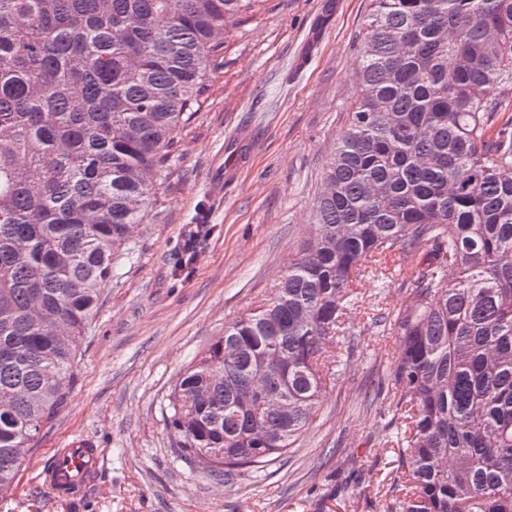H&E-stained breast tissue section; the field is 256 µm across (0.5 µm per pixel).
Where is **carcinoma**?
Here are the masks:
<instances>
[{
	"mask_svg": "<svg viewBox=\"0 0 512 512\" xmlns=\"http://www.w3.org/2000/svg\"><path fill=\"white\" fill-rule=\"evenodd\" d=\"M251 0H0V494L62 411L100 286ZM360 98L270 291L174 384L177 457L282 460L344 375L368 272L409 267L385 512H512V0H370ZM286 409L239 406L256 389Z\"/></svg>",
	"mask_w": 512,
	"mask_h": 512,
	"instance_id": "carcinoma-1",
	"label": "carcinoma"
}]
</instances>
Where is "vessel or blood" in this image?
Segmentation results:
<instances>
[{"mask_svg": "<svg viewBox=\"0 0 512 512\" xmlns=\"http://www.w3.org/2000/svg\"><path fill=\"white\" fill-rule=\"evenodd\" d=\"M98 466L99 455L96 449L83 442H75L70 447L59 450L53 465L45 468L44 487L53 498L71 496L86 486Z\"/></svg>", "mask_w": 512, "mask_h": 512, "instance_id": "b4317fda", "label": "vessel or blood"}]
</instances>
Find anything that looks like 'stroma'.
I'll return each mask as SVG.
<instances>
[{
    "instance_id": "35a3bbf8",
    "label": "stroma",
    "mask_w": 512,
    "mask_h": 512,
    "mask_svg": "<svg viewBox=\"0 0 512 512\" xmlns=\"http://www.w3.org/2000/svg\"><path fill=\"white\" fill-rule=\"evenodd\" d=\"M369 0H256L224 36L222 74L179 134L134 252L101 290L67 405L0 512H380L393 458L366 394L389 402L396 337L373 327L406 300L365 279L347 373L280 464L227 480L175 458L163 408L191 360L247 313L307 238L309 213L360 88ZM195 259L175 268L187 241ZM77 439L102 451L94 482L57 500L38 475Z\"/></svg>"
}]
</instances>
